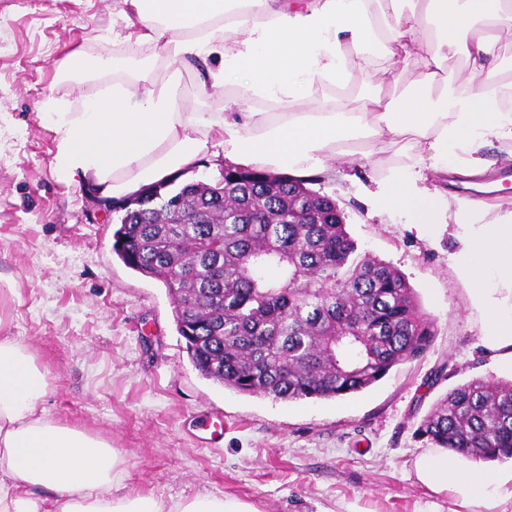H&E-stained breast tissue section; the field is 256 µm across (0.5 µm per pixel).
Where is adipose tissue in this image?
Instances as JSON below:
<instances>
[{
	"instance_id": "adipose-tissue-1",
	"label": "adipose tissue",
	"mask_w": 512,
	"mask_h": 512,
	"mask_svg": "<svg viewBox=\"0 0 512 512\" xmlns=\"http://www.w3.org/2000/svg\"><path fill=\"white\" fill-rule=\"evenodd\" d=\"M123 29L112 41L125 59L70 54L81 76L76 102L52 96L38 110L54 135L60 183L119 199L142 186L215 163L271 167L295 178L332 171L335 156L365 136L363 156L410 137V153L387 167L370 195L381 212H402L430 238L448 212L463 230L454 262L477 292L490 348L512 357V307L495 296L512 282V219L477 224L475 205L430 188L431 175L475 177L490 168L492 141H512V82L494 66L512 28V0H119ZM402 57L416 84L346 109L340 90ZM462 58L466 82H448V58ZM167 79L152 75L156 62ZM196 72L204 101L184 110L179 80ZM225 91L224 109L206 96ZM48 381L27 347L0 335V512H43L34 489L55 492L53 512H255L244 502L196 497L169 504L123 489V457L106 439L50 418ZM430 489L453 488L491 506L512 496L473 465L442 457L416 464Z\"/></svg>"
}]
</instances>
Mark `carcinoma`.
<instances>
[{
	"instance_id": "obj_1",
	"label": "carcinoma",
	"mask_w": 512,
	"mask_h": 512,
	"mask_svg": "<svg viewBox=\"0 0 512 512\" xmlns=\"http://www.w3.org/2000/svg\"><path fill=\"white\" fill-rule=\"evenodd\" d=\"M312 180L227 165L213 182L155 183L127 210L112 251L164 283L201 375L275 401L367 390L423 356L435 332L405 276L358 250ZM208 219L171 224L167 202ZM312 209L306 224L288 209ZM415 434L474 461L512 459V381L474 379L450 390Z\"/></svg>"
}]
</instances>
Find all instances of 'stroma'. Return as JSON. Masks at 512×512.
<instances>
[{
    "mask_svg": "<svg viewBox=\"0 0 512 512\" xmlns=\"http://www.w3.org/2000/svg\"><path fill=\"white\" fill-rule=\"evenodd\" d=\"M114 0H0V289L16 299L5 335L45 369L47 413L109 439L127 489L173 503L235 498L257 512H489L452 490L432 491L417 461L433 446L420 418L476 378L512 380L484 335V314L455 271V222L418 238L399 213L373 209L366 160L340 162L315 189L336 200L360 251L400 270L432 319L421 358L342 399L275 401L198 372L168 289L112 251L121 214L97 208L53 171L54 135L38 115L47 95L75 96L66 55L112 51ZM416 70H374L348 97L397 96ZM223 424L218 441L208 436Z\"/></svg>",
    "mask_w": 512,
    "mask_h": 512,
    "instance_id": "obj_1",
    "label": "stroma"
}]
</instances>
